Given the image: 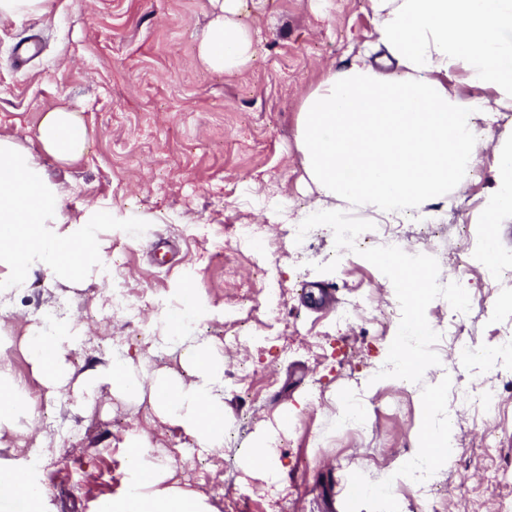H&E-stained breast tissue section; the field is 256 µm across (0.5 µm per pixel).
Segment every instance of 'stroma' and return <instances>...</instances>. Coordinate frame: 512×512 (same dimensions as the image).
<instances>
[{"label": "stroma", "mask_w": 512, "mask_h": 512, "mask_svg": "<svg viewBox=\"0 0 512 512\" xmlns=\"http://www.w3.org/2000/svg\"><path fill=\"white\" fill-rule=\"evenodd\" d=\"M210 14L209 0H47L39 16L0 22V136L34 150L44 112L65 107L84 119L87 154L69 165L47 155L41 162L65 189V214L103 204L141 217L136 229L107 224L102 231L112 241L109 258L121 260L112 277L152 297L149 319L174 312L182 285L195 286L201 315L192 332L224 360V446L199 447L162 420L149 397L124 398L102 384L79 398L35 393V416L17 420L32 435L22 445L0 438V467L33 455L48 512H98L127 490L128 443L144 435L151 461L173 470L182 450L218 457L215 480L186 484L207 512H385L390 502L400 512H496L497 470L512 456V368L462 360L459 347L512 336V278L486 280L482 265L461 254L456 227L467 225L476 244L492 236L500 258L512 261V222L484 223L481 210L494 184L493 148L512 141V112L491 125L476 175L456 190L460 203L442 223L374 224L361 213L365 250L342 252L324 224L297 242L282 214L317 196L297 147L299 109L328 69L350 62L370 40L368 0H244L241 19L256 58L234 74L197 60ZM25 41L37 42L39 52L18 71L14 51ZM393 244L425 261L437 284L420 306L397 296L392 272L377 260ZM229 260L244 278L255 266L269 268L276 306L267 307L269 287L260 283L255 306L235 307ZM462 280L468 311L454 319ZM307 285L334 289L337 306L356 304L352 318L304 308ZM232 307L246 321L238 346L224 342V312ZM36 308L58 311L80 334L68 354L74 376L125 350L147 371L191 379L180 353L132 335L111 286H78L39 267L25 288L0 296V366L23 389L33 387L32 361L20 338L38 329ZM414 310L431 330L428 366L402 383L387 374L386 358ZM278 317L296 323L267 331ZM463 382L498 387L505 423L460 407L455 393ZM429 393L439 402L431 416L422 403ZM348 396L362 401L364 421L347 427L337 415ZM431 417L453 418L463 444L450 463L434 467L429 489L401 465ZM272 429L270 453L285 465L274 483L243 466L258 435ZM352 483L363 492L349 499L341 487Z\"/></svg>", "instance_id": "stroma-1"}]
</instances>
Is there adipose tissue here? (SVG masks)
<instances>
[{
    "instance_id": "1",
    "label": "adipose tissue",
    "mask_w": 512,
    "mask_h": 512,
    "mask_svg": "<svg viewBox=\"0 0 512 512\" xmlns=\"http://www.w3.org/2000/svg\"><path fill=\"white\" fill-rule=\"evenodd\" d=\"M212 19L197 45L198 60L210 71L235 73L254 59L252 39L236 17L243 0H209ZM373 39L345 67L329 72L304 100L297 145L314 183L316 200L299 210V224H348L352 212L367 211L381 224L441 220L451 192L477 171L476 149L485 126L512 112V0H369ZM463 80L476 97L453 90ZM38 151L0 137V263L12 286L42 266L71 282L103 283L109 241L101 225L111 209L92 206L77 218L62 212L64 193L52 182L40 155L69 164L87 151L90 134L77 113L47 112L37 128ZM494 185L482 211L490 224L512 221V142L495 149ZM199 312L184 303L161 320V339L184 344V361L194 379L183 383L161 372L146 373L119 354L102 370L79 379L89 391L109 384L136 398L149 394L157 414L181 425L203 448L224 445V361L205 341L186 344ZM33 344L37 384L52 392L68 385L69 351L77 336L69 328L41 331ZM28 396L0 368V435L31 413ZM453 422L426 426L409 463L426 467L452 458ZM145 438H132L127 461L128 491L98 512H205L194 492L170 484L164 468L147 459ZM19 499L25 512H45L44 495L27 464L0 468V500Z\"/></svg>"
}]
</instances>
